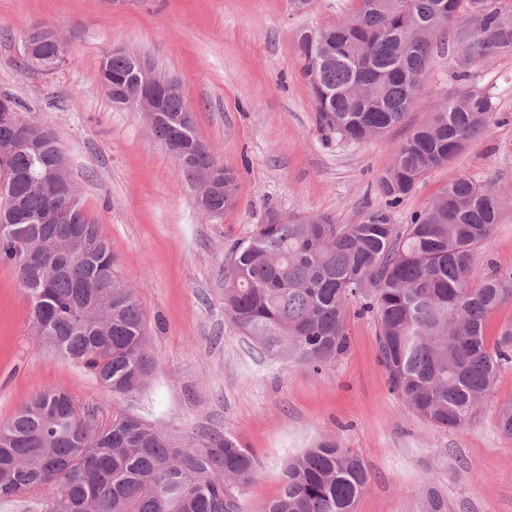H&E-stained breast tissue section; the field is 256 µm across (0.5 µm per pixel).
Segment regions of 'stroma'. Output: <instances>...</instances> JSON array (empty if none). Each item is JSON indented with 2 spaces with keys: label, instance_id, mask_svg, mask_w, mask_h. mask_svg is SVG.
I'll use <instances>...</instances> for the list:
<instances>
[{
  "label": "stroma",
  "instance_id": "1",
  "mask_svg": "<svg viewBox=\"0 0 512 512\" xmlns=\"http://www.w3.org/2000/svg\"><path fill=\"white\" fill-rule=\"evenodd\" d=\"M350 8L351 0H312L304 11L292 0H133L121 9L106 0H0V94L15 97L22 118L67 153L83 206L136 291L156 358L140 392L112 393L36 340L18 275L0 263V423L58 387L97 422L123 411L182 447L207 431L232 435L261 464L243 512H261L288 459L324 439L363 456L370 481L356 512H422L430 488L448 512H512V439L497 423L499 407L512 402V367L500 371L468 427L444 430L391 392L372 317L349 313L347 351L317 374L266 352L224 316L229 245L249 238L270 206L339 224L385 207L378 180L395 148L453 87L457 45L435 54L417 105L385 136L353 142L324 127L295 46L302 31L340 22ZM39 23L71 49V61L51 73L24 63L22 35ZM115 49L180 82L199 136L237 176L236 202L223 215H203L142 114L113 105L99 66ZM468 70L472 86L494 95V122L393 215L410 223L463 175L492 185L504 205L475 260L481 277L512 268V53Z\"/></svg>",
  "mask_w": 512,
  "mask_h": 512
}]
</instances>
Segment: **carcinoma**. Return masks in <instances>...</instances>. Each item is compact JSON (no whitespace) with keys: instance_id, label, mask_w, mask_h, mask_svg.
Returning <instances> with one entry per match:
<instances>
[{"instance_id":"obj_1","label":"carcinoma","mask_w":512,"mask_h":512,"mask_svg":"<svg viewBox=\"0 0 512 512\" xmlns=\"http://www.w3.org/2000/svg\"><path fill=\"white\" fill-rule=\"evenodd\" d=\"M465 14L472 25L451 30ZM441 31L479 64L512 51V14L497 0H354L348 20L303 31L296 51L322 125L361 142L399 124L417 103ZM44 48L66 62L72 58L58 36ZM455 78L458 88L397 147L384 170L387 207L358 224H337L326 214L284 219L271 209L248 239L230 246L224 264L228 321L265 350L315 373L345 352L350 304L359 303L360 313L376 319L392 391L446 430L468 426L500 370L512 365L511 322L494 346L486 341L489 316L512 297V269L474 276L477 252L499 221L498 192L461 176L411 223L393 222L392 208L493 122L494 97L472 87L464 68ZM165 113L181 133L184 178L199 165L215 169L224 180L218 207L231 208L235 176L197 150L185 98L168 99ZM58 148L51 136L40 153L0 158V180L27 217L0 223V261L17 270L31 312L59 342L61 356L112 392L132 394L156 366L145 315L118 274L108 239L83 208L74 219L99 243L97 264L74 252L70 273L43 274L60 257L53 246L57 225L42 223L56 205L33 179ZM497 420L512 439V403L499 408ZM52 467V494L42 512H241L240 497L260 462L226 434H201L198 444L178 448L163 430L128 413L99 425L68 393L47 389L0 423V500L43 487ZM368 482L357 449L323 440L288 460L280 491L262 512H355ZM423 506L448 512V501L435 491L426 493Z\"/></svg>"}]
</instances>
